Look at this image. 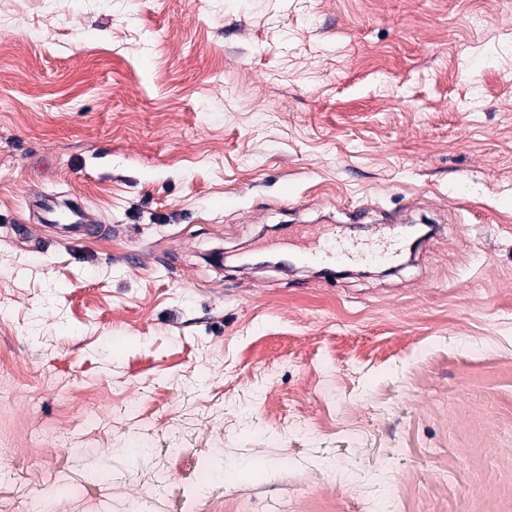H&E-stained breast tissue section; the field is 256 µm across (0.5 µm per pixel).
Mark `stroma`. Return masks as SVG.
<instances>
[{
    "instance_id": "obj_1",
    "label": "stroma",
    "mask_w": 512,
    "mask_h": 512,
    "mask_svg": "<svg viewBox=\"0 0 512 512\" xmlns=\"http://www.w3.org/2000/svg\"><path fill=\"white\" fill-rule=\"evenodd\" d=\"M10 7L0 512H181L217 455L203 512H512V0ZM394 211L384 273L238 260ZM64 219L68 229L67 236L70 238L98 237L104 234L103 225L98 224L88 205L81 199L71 201Z\"/></svg>"
}]
</instances>
